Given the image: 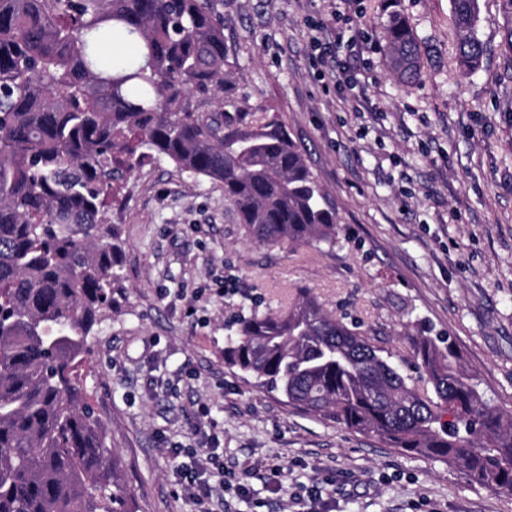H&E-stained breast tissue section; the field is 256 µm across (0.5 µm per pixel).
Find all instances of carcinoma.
I'll list each match as a JSON object with an SVG mask.
<instances>
[{
    "label": "carcinoma",
    "mask_w": 512,
    "mask_h": 512,
    "mask_svg": "<svg viewBox=\"0 0 512 512\" xmlns=\"http://www.w3.org/2000/svg\"><path fill=\"white\" fill-rule=\"evenodd\" d=\"M502 4L512 56V0ZM451 12L457 64L473 69L478 0H451ZM383 30L390 67L416 83L410 21L394 12ZM229 67L211 0H0V512H129L79 369L120 279L104 208L144 159L224 184L255 242L336 246V210L303 151L227 94ZM414 358L429 392L408 359L309 288L284 310L241 316L224 341V361L289 406L511 493L512 417L445 337H419Z\"/></svg>",
    "instance_id": "1"
}]
</instances>
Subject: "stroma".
I'll use <instances>...</instances> for the list:
<instances>
[{
	"label": "stroma",
	"mask_w": 512,
	"mask_h": 512,
	"mask_svg": "<svg viewBox=\"0 0 512 512\" xmlns=\"http://www.w3.org/2000/svg\"><path fill=\"white\" fill-rule=\"evenodd\" d=\"M479 8L485 55L462 72L450 0H213L227 89L285 124L337 212L340 244L250 242L223 184L167 160L127 175L105 214L122 279L82 379L133 512H512V494L293 409L224 362L239 314L280 310L308 287L393 357H411L415 337H449L512 414V57L500 0ZM395 10L421 40L410 86L385 60L381 24ZM317 38L353 87L318 75ZM194 468L214 487L201 502L178 487ZM224 470L245 473L248 496L220 487Z\"/></svg>",
	"instance_id": "1"
}]
</instances>
